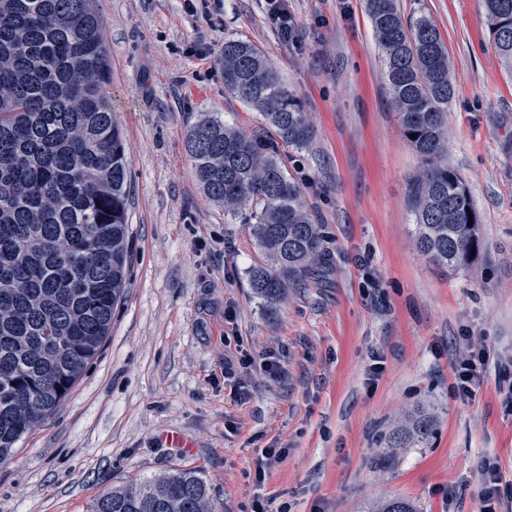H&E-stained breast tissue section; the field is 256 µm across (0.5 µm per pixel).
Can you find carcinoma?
Listing matches in <instances>:
<instances>
[{
    "mask_svg": "<svg viewBox=\"0 0 512 512\" xmlns=\"http://www.w3.org/2000/svg\"><path fill=\"white\" fill-rule=\"evenodd\" d=\"M93 0H0V464L85 373L108 336L132 264L128 165L106 87L109 63ZM498 55L512 66V0H483ZM393 106L421 160L411 194L416 247L434 265L469 269L481 216L446 157L454 97L448 47L426 16L366 0ZM224 87L261 113L260 142L200 112L187 149L203 193L240 217L261 254L253 296L276 313L288 289L323 271L328 235L281 159L309 146L300 101L252 43L224 41ZM62 391H57V388ZM423 412L389 448H423ZM91 512H213L193 469L144 478ZM375 512H418L392 497Z\"/></svg>",
    "mask_w": 512,
    "mask_h": 512,
    "instance_id": "obj_1",
    "label": "carcinoma"
}]
</instances>
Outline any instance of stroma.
I'll return each mask as SVG.
<instances>
[{"label": "stroma", "mask_w": 512, "mask_h": 512, "mask_svg": "<svg viewBox=\"0 0 512 512\" xmlns=\"http://www.w3.org/2000/svg\"><path fill=\"white\" fill-rule=\"evenodd\" d=\"M438 27L452 62L448 162L482 217L484 254L454 273L415 247L411 185L421 162L382 75L365 0H286L301 36L282 43L267 0H96L110 61L107 93L129 163L133 262L99 354L66 398L0 466V512H89L100 494L194 468L215 512L253 493L260 448L286 449L263 492L273 512H372L392 495L418 512H478L486 465L512 512V75L483 0H398ZM228 38L252 42L300 98L314 130L288 172L330 239L322 275L288 291L275 315L250 295L257 252L196 180L186 138L216 112L258 137L262 120L224 87ZM483 356L471 398L455 390L466 346ZM282 360L278 378L258 361ZM383 370L370 380V357ZM245 373L249 397L231 398ZM424 448L387 450L418 411ZM189 440L170 447L167 436Z\"/></svg>", "instance_id": "1"}]
</instances>
